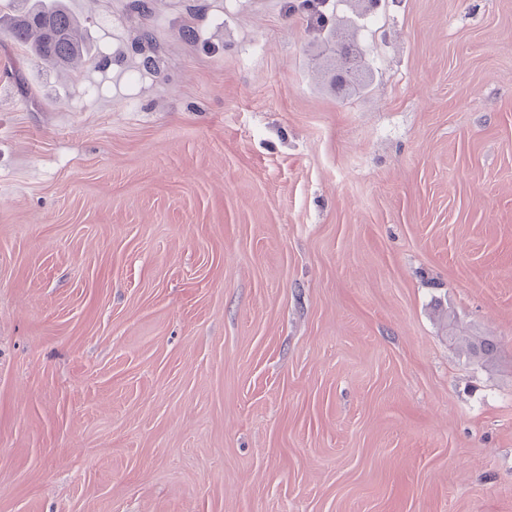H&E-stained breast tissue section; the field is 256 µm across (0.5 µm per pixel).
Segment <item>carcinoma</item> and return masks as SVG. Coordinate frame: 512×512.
I'll return each mask as SVG.
<instances>
[{
    "instance_id": "obj_1",
    "label": "carcinoma",
    "mask_w": 512,
    "mask_h": 512,
    "mask_svg": "<svg viewBox=\"0 0 512 512\" xmlns=\"http://www.w3.org/2000/svg\"><path fill=\"white\" fill-rule=\"evenodd\" d=\"M7 2L9 11L0 15V33L5 38L56 68L73 67L82 61L86 54L84 35L78 20L66 7L48 6L42 0ZM325 31L327 40L333 44V61L344 68V72L333 74L334 84L340 88L361 85L348 65L361 59L363 48L353 40H339L338 30L333 27ZM454 341L482 362L492 361L498 353V343L487 337L456 336Z\"/></svg>"
}]
</instances>
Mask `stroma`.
I'll return each mask as SVG.
<instances>
[{
    "label": "stroma",
    "instance_id": "35a3bbf8",
    "mask_svg": "<svg viewBox=\"0 0 512 512\" xmlns=\"http://www.w3.org/2000/svg\"><path fill=\"white\" fill-rule=\"evenodd\" d=\"M302 2L0 36V512H512V0ZM7 2L10 8L0 15V33L15 45L56 68H73L88 54L81 26L66 7L48 6L40 3L43 0ZM317 22L321 24L320 26L322 29L325 28L327 34L326 40L330 41L333 44V50L331 51L333 54V64L331 71H333L334 73L333 82L335 88L338 90V93L341 91L343 87L346 86L348 87L347 89H349L350 86H352L353 89H355V86H360L361 82L356 77V73L354 72V70H349L347 66L351 62L356 63L357 60L360 61L363 54V48L354 40H351L349 42H342L341 40H339L338 28H328V25L325 26V20L323 18L319 19V21ZM336 61L344 69V73L336 74ZM471 356L482 362L492 361L498 353V343L487 337L451 336Z\"/></svg>",
    "mask_w": 512,
    "mask_h": 512
}]
</instances>
